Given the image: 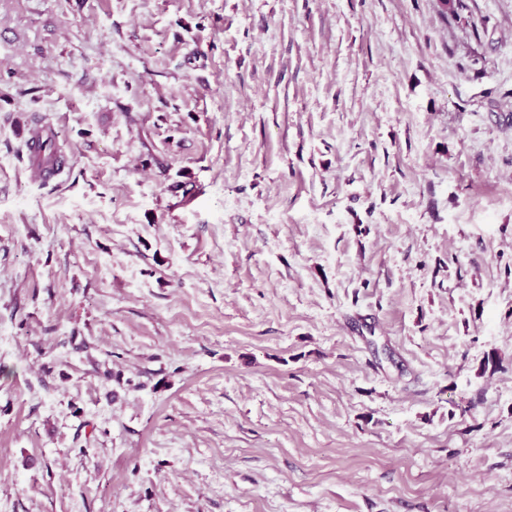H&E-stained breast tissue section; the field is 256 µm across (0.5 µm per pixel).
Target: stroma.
<instances>
[{"mask_svg": "<svg viewBox=\"0 0 512 512\" xmlns=\"http://www.w3.org/2000/svg\"><path fill=\"white\" fill-rule=\"evenodd\" d=\"M0 512H512V0H0Z\"/></svg>", "mask_w": 512, "mask_h": 512, "instance_id": "1", "label": "stroma"}]
</instances>
